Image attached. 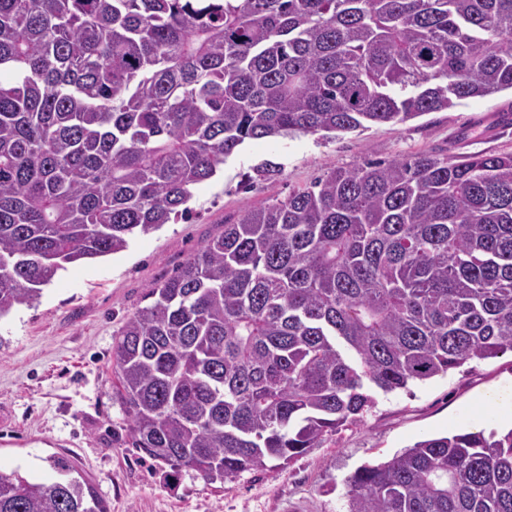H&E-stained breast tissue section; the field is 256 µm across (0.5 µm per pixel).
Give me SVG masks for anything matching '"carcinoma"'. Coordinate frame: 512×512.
I'll list each match as a JSON object with an SVG mask.
<instances>
[{
    "mask_svg": "<svg viewBox=\"0 0 512 512\" xmlns=\"http://www.w3.org/2000/svg\"><path fill=\"white\" fill-rule=\"evenodd\" d=\"M512 90V0H0V319L187 213L252 139ZM112 344L131 447L209 481L287 464L406 389L512 350V153L336 168L250 209ZM0 512H109L75 468ZM347 512H512V427L345 479Z\"/></svg>",
    "mask_w": 512,
    "mask_h": 512,
    "instance_id": "cac0c4a2",
    "label": "carcinoma"
}]
</instances>
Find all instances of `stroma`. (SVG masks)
<instances>
[{
    "mask_svg": "<svg viewBox=\"0 0 512 512\" xmlns=\"http://www.w3.org/2000/svg\"><path fill=\"white\" fill-rule=\"evenodd\" d=\"M512 91L462 101L400 124L329 137L246 141L213 178L195 186L186 217L134 237L120 253L69 265L37 304L0 319V468L57 480L55 459L75 466L110 512H346L345 477L426 436L491 431L481 402L512 382V352L473 360L408 389L376 392L362 422L289 464L269 462L211 482L129 445L112 394V343L149 288L247 210L284 199L326 172L366 158L427 152L512 153ZM280 171L254 178L264 162Z\"/></svg>",
    "mask_w": 512,
    "mask_h": 512,
    "instance_id": "obj_1",
    "label": "stroma"
}]
</instances>
